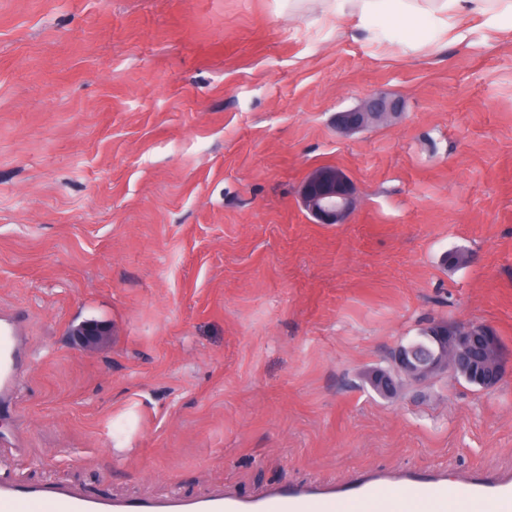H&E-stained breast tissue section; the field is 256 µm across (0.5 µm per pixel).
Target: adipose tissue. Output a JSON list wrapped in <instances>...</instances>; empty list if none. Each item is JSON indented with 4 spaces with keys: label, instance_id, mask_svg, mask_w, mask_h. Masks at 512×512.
<instances>
[{
    "label": "adipose tissue",
    "instance_id": "1",
    "mask_svg": "<svg viewBox=\"0 0 512 512\" xmlns=\"http://www.w3.org/2000/svg\"><path fill=\"white\" fill-rule=\"evenodd\" d=\"M337 16L365 24L372 17L396 14L412 21L426 19L446 41L465 39V22L493 15L512 18V0H334Z\"/></svg>",
    "mask_w": 512,
    "mask_h": 512
}]
</instances>
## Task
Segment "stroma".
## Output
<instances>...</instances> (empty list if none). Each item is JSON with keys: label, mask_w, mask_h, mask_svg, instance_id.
<instances>
[{"label": "stroma", "mask_w": 512, "mask_h": 512, "mask_svg": "<svg viewBox=\"0 0 512 512\" xmlns=\"http://www.w3.org/2000/svg\"><path fill=\"white\" fill-rule=\"evenodd\" d=\"M380 92L399 118L340 134ZM322 166L345 223L302 205ZM0 313L29 357L0 408L20 479L512 470V19L448 45L391 15L348 37L306 0H0ZM433 321L492 328L500 382L372 391ZM305 207L323 224H342L353 209L355 198L346 175L334 167H322L305 181ZM366 381L382 395H395L401 387L400 380L383 370L368 372Z\"/></svg>", "instance_id": "35a3bbf8"}]
</instances>
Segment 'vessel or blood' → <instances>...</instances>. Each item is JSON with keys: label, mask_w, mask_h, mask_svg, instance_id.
<instances>
[{"label": "vessel or blood", "mask_w": 512, "mask_h": 512, "mask_svg": "<svg viewBox=\"0 0 512 512\" xmlns=\"http://www.w3.org/2000/svg\"><path fill=\"white\" fill-rule=\"evenodd\" d=\"M27 363L21 321L0 319V399ZM512 512V476L471 478L449 488L445 473L421 478L377 471L359 481L275 486L250 499L216 489L186 495L102 496L79 484L0 477V512Z\"/></svg>", "instance_id": "1"}]
</instances>
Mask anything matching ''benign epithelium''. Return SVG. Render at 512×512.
Segmentation results:
<instances>
[{
    "label": "benign epithelium",
    "mask_w": 512,
    "mask_h": 512,
    "mask_svg": "<svg viewBox=\"0 0 512 512\" xmlns=\"http://www.w3.org/2000/svg\"><path fill=\"white\" fill-rule=\"evenodd\" d=\"M369 112H378L389 119L398 114L399 105L382 94H373L359 109L338 115V129L343 134L350 133L359 128L355 117ZM302 201L320 222L342 224L351 213L355 198L350 182L341 170L322 167L305 181ZM394 357L400 374L415 383L446 374L458 365L467 369L480 387L491 388L504 373L499 340L486 325L473 330L468 324H459L439 330L428 337L425 346L411 342L398 346ZM366 381L382 395H394L401 387L400 380L383 370L367 373Z\"/></svg>",
    "instance_id": "obj_1"
}]
</instances>
